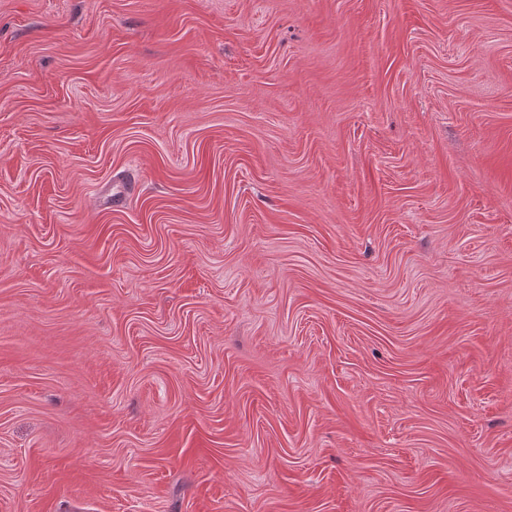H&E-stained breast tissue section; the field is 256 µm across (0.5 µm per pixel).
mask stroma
Segmentation results:
<instances>
[{
    "label": "stroma",
    "mask_w": 512,
    "mask_h": 512,
    "mask_svg": "<svg viewBox=\"0 0 512 512\" xmlns=\"http://www.w3.org/2000/svg\"><path fill=\"white\" fill-rule=\"evenodd\" d=\"M0 512H512V0H0Z\"/></svg>",
    "instance_id": "35a3bbf8"
}]
</instances>
